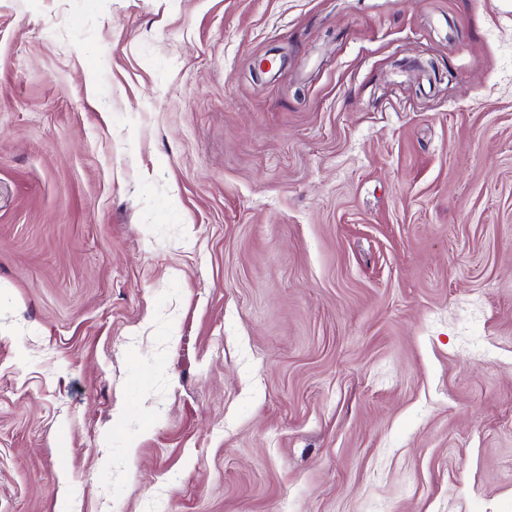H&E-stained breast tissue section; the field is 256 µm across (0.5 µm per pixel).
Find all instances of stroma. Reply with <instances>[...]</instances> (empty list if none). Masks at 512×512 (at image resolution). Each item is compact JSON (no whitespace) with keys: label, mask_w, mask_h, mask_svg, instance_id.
Wrapping results in <instances>:
<instances>
[{"label":"stroma","mask_w":512,"mask_h":512,"mask_svg":"<svg viewBox=\"0 0 512 512\" xmlns=\"http://www.w3.org/2000/svg\"><path fill=\"white\" fill-rule=\"evenodd\" d=\"M0 512H512V0H0Z\"/></svg>","instance_id":"35a3bbf8"}]
</instances>
